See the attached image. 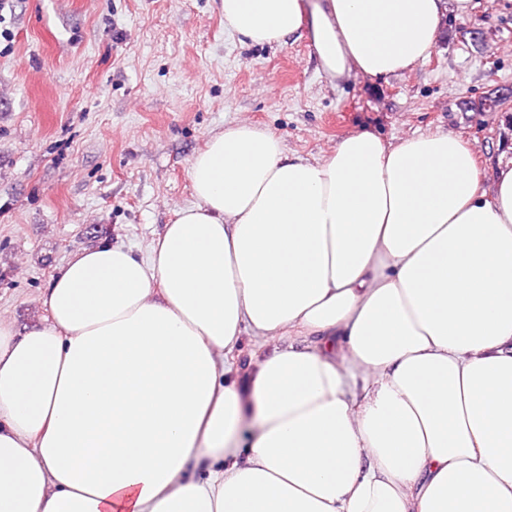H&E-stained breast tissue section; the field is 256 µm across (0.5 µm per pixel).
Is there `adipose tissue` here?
<instances>
[{
    "mask_svg": "<svg viewBox=\"0 0 512 512\" xmlns=\"http://www.w3.org/2000/svg\"><path fill=\"white\" fill-rule=\"evenodd\" d=\"M471 0H222L329 81L385 78ZM147 256L101 243L0 318V512H512V159L454 133L288 154L234 122ZM291 335L234 374L244 335Z\"/></svg>",
    "mask_w": 512,
    "mask_h": 512,
    "instance_id": "obj_1",
    "label": "adipose tissue"
}]
</instances>
